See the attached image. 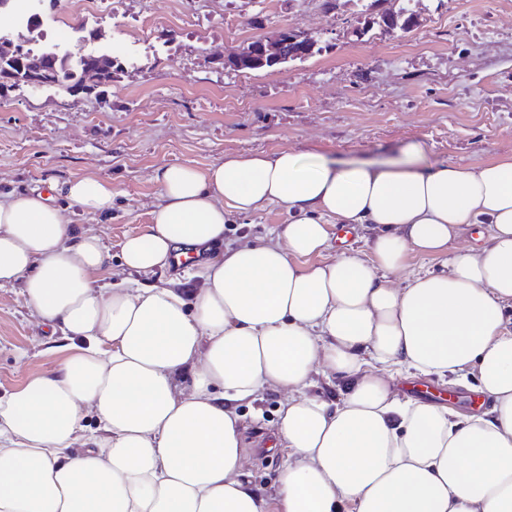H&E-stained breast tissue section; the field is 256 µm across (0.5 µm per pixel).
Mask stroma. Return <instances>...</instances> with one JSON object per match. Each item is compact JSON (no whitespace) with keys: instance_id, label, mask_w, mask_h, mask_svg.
Segmentation results:
<instances>
[{"instance_id":"stroma-1","label":"stroma","mask_w":512,"mask_h":512,"mask_svg":"<svg viewBox=\"0 0 512 512\" xmlns=\"http://www.w3.org/2000/svg\"><path fill=\"white\" fill-rule=\"evenodd\" d=\"M410 31L355 36L357 0H77L42 5L34 31L0 8V30L51 45L70 30L73 45L96 33L94 49L124 43L112 81L71 95L55 86L0 88V194L48 190L93 173L111 179L112 210L87 214L56 197L77 231L100 234L107 272L126 278L123 237L143 231L159 201L158 168L206 169L227 154L289 150L339 162L386 161L409 141L426 146L422 165L478 166L512 157V0H421ZM290 28L317 39L302 61L271 68L228 67L260 36ZM287 215L278 206L235 218L226 246L264 238ZM48 334L20 287L0 288V393L52 371ZM400 398L450 397L475 411L471 387L436 377L396 376ZM280 398L242 402L251 481L274 499L287 455L274 433Z\"/></svg>"}]
</instances>
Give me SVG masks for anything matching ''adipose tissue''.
Wrapping results in <instances>:
<instances>
[{
	"mask_svg": "<svg viewBox=\"0 0 512 512\" xmlns=\"http://www.w3.org/2000/svg\"><path fill=\"white\" fill-rule=\"evenodd\" d=\"M422 153L160 168L152 222L120 261L151 275L204 248L189 294L103 282L102 237L40 190L0 195V288L21 284L66 341L52 372L0 395V512H512V158L424 167ZM58 192L85 213L112 207L106 178ZM272 205L288 215L277 236L224 250L233 216ZM338 224L370 231L366 251L334 252ZM479 224L487 243L456 250ZM411 253L442 272L407 271ZM401 370L474 382L488 408L399 399ZM327 372L332 403L311 393ZM265 392L285 397L288 450L271 505L238 413Z\"/></svg>",
	"mask_w": 512,
	"mask_h": 512,
	"instance_id": "ef3b65f1",
	"label": "adipose tissue"
}]
</instances>
